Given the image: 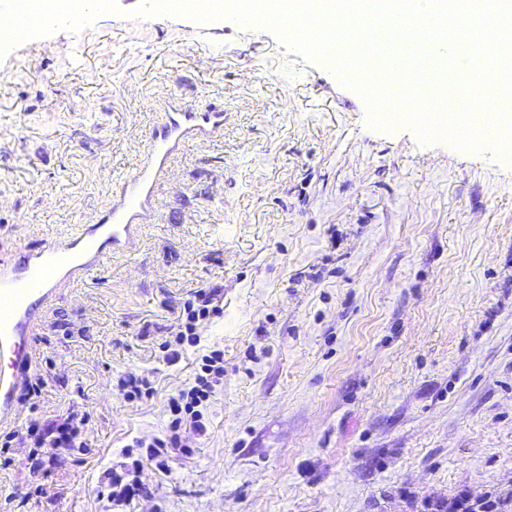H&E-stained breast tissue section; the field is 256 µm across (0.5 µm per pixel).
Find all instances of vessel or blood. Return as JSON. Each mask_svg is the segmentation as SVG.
<instances>
[{
    "mask_svg": "<svg viewBox=\"0 0 512 512\" xmlns=\"http://www.w3.org/2000/svg\"><path fill=\"white\" fill-rule=\"evenodd\" d=\"M223 123L220 112H165L151 141L149 162L122 182L102 223L0 265V421L11 420L16 412L17 371L30 359L29 336L44 300L97 270L112 254L127 250L137 225L153 218L154 186L169 156L189 138Z\"/></svg>",
    "mask_w": 512,
    "mask_h": 512,
    "instance_id": "1",
    "label": "vessel or blood"
}]
</instances>
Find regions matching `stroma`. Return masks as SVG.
<instances>
[{"label": "stroma", "mask_w": 512, "mask_h": 512, "mask_svg": "<svg viewBox=\"0 0 512 512\" xmlns=\"http://www.w3.org/2000/svg\"><path fill=\"white\" fill-rule=\"evenodd\" d=\"M139 3L84 0L0 45V263L99 223L169 104L224 114L169 159L154 223L44 303L22 384L40 393L0 440L73 413L88 448L0 455V512H419L511 488L512 163L374 127L271 28ZM198 288L224 314L167 362ZM214 348L206 434L147 458Z\"/></svg>", "instance_id": "obj_1"}]
</instances>
